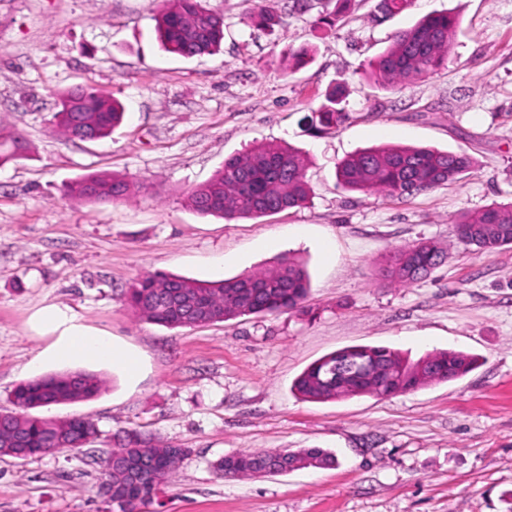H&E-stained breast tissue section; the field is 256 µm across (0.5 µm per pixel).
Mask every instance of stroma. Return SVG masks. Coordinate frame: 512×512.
I'll return each instance as SVG.
<instances>
[{"instance_id": "1", "label": "stroma", "mask_w": 512, "mask_h": 512, "mask_svg": "<svg viewBox=\"0 0 512 512\" xmlns=\"http://www.w3.org/2000/svg\"><path fill=\"white\" fill-rule=\"evenodd\" d=\"M264 0H204L224 18L218 52L191 59L154 36L162 0H0V126L28 141L27 158L0 165V406L20 382L87 372L92 399L40 408L91 416L83 448L0 458V512H107L103 462L123 430L190 449L143 512H507L512 507V247L467 249L456 220L512 202V0H273L280 18L256 30ZM460 18L447 68L383 90L365 69L393 35L432 12ZM335 27H327V20ZM309 50L294 67L288 55ZM89 85L120 101L111 136L72 140L54 125L59 93ZM343 87L346 121L312 136L301 119ZM285 142L310 159L308 204L258 218L202 216L192 188L229 155ZM384 144L462 151L456 182L398 199L338 187L337 163ZM109 172L137 185L99 205L63 183ZM431 241L448 259L401 286L382 269L398 248ZM306 268L303 308L169 329L126 302L147 273L218 280L261 271L281 256ZM57 304L139 350L128 381L112 365H34L49 338L30 329ZM352 345L419 357L479 356L465 377L389 397L314 403L292 384L312 362ZM324 448L334 467L259 479L225 478L212 464L242 450Z\"/></svg>"}]
</instances>
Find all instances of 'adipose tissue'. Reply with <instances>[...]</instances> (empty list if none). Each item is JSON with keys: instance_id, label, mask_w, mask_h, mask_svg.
Instances as JSON below:
<instances>
[{"instance_id": "1", "label": "adipose tissue", "mask_w": 512, "mask_h": 512, "mask_svg": "<svg viewBox=\"0 0 512 512\" xmlns=\"http://www.w3.org/2000/svg\"><path fill=\"white\" fill-rule=\"evenodd\" d=\"M32 327L37 334L51 337V344L35 358L36 363L104 361L117 365L128 377L137 379L142 369L140 354L115 344L78 322L69 308L49 305L36 312Z\"/></svg>"}]
</instances>
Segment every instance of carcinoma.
<instances>
[{"label":"carcinoma","mask_w":512,"mask_h":512,"mask_svg":"<svg viewBox=\"0 0 512 512\" xmlns=\"http://www.w3.org/2000/svg\"><path fill=\"white\" fill-rule=\"evenodd\" d=\"M459 24L457 15L446 12L427 15L411 28L397 32L385 50L369 61V78L378 87L393 90L444 68ZM155 32L167 52L187 58L201 57L220 47L224 19L204 8L202 0H166V7L156 19ZM338 104L333 91L302 122L316 134H334L346 119ZM124 112V106L117 100L77 86L59 95L54 119L57 128L69 138L74 135L77 119L94 138L101 139L121 123ZM19 149L27 152L25 138L1 127L0 165L20 158ZM470 166V158L462 153L383 145L358 150L341 160L336 166V181L347 191L412 196L458 180ZM308 167L307 154L298 148L287 143H257L226 158L209 180L189 193L188 204L201 215L227 220L302 207L312 195L306 176ZM131 190L128 180L106 173L88 174L63 187L64 195L97 204L125 199ZM456 231L465 244L479 252L511 247L512 203H495L482 211L466 213L457 222ZM411 251L415 252L414 257L387 269V277L401 285L428 276L444 259L434 244L424 242L397 250L393 259L398 261ZM308 293L304 268L294 259L284 257L277 266L264 271L214 282L147 273L129 288L127 303L138 317L173 329L299 309ZM355 356L375 360L384 371L404 370L402 377L385 385L384 393L388 396L433 382L459 379L476 365L474 357L452 350L429 352L414 360L386 346H352L313 362L295 380L293 390L298 397L311 402L371 394L373 386L369 381L336 380L326 375L336 360ZM102 386L101 379L88 373L48 376L15 386L10 394L13 409L0 411V456L9 455L12 448H25L27 457H41L82 448L96 440L100 431L90 417L56 422L32 416L28 410L88 400ZM189 454L190 449H177L145 431L123 432L111 456L139 460L151 467L153 476L127 487L122 472L106 473L113 489L107 500L112 512H137L152 503L170 474ZM298 462H307L313 468H329L336 464V456L323 448H301L285 456L279 451H242L218 459L213 468L224 477L256 478L292 471L293 464Z\"/></svg>","instance_id":"carcinoma-1"}]
</instances>
